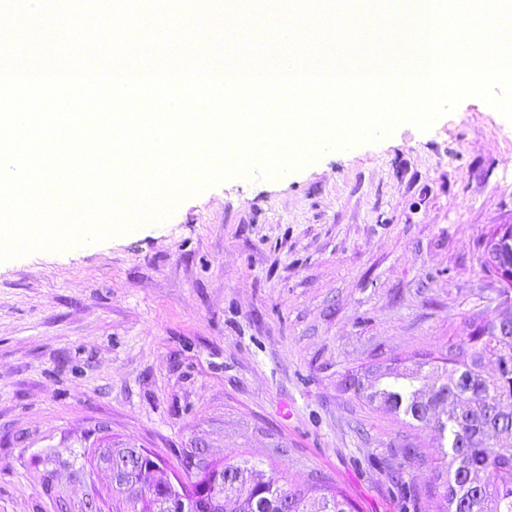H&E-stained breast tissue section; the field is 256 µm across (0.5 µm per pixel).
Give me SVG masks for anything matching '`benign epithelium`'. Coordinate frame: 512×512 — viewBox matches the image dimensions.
<instances>
[{
	"label": "benign epithelium",
	"instance_id": "benign-epithelium-1",
	"mask_svg": "<svg viewBox=\"0 0 512 512\" xmlns=\"http://www.w3.org/2000/svg\"><path fill=\"white\" fill-rule=\"evenodd\" d=\"M482 258L495 270L502 283L500 305L512 309V225L499 226L483 244ZM142 448H110L100 459L112 473V486L134 502L150 503L152 512H189L190 504L177 479L145 462ZM151 481L144 482L145 477Z\"/></svg>",
	"mask_w": 512,
	"mask_h": 512
}]
</instances>
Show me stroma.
<instances>
[{
    "mask_svg": "<svg viewBox=\"0 0 512 512\" xmlns=\"http://www.w3.org/2000/svg\"><path fill=\"white\" fill-rule=\"evenodd\" d=\"M512 224V121L477 97L275 180L0 261V512H112L102 448L322 478L359 512H434L433 426L367 391L498 314L482 243ZM411 490L403 504L395 486Z\"/></svg>",
    "mask_w": 512,
    "mask_h": 512,
    "instance_id": "stroma-1",
    "label": "stroma"
}]
</instances>
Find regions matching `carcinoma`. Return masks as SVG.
<instances>
[{
  "label": "carcinoma",
  "instance_id": "carcinoma-1",
  "mask_svg": "<svg viewBox=\"0 0 512 512\" xmlns=\"http://www.w3.org/2000/svg\"><path fill=\"white\" fill-rule=\"evenodd\" d=\"M490 356L512 364V337L496 335L494 320L483 317L470 336L448 345L440 385L431 393L433 409L419 403L413 385L429 359L366 395L397 415L434 425L446 439L444 466L437 473V512H512V447L503 444L512 437V413L501 411L503 403H512V374H486L482 361ZM239 470L255 473L256 480L239 490L234 508L224 512H277L280 497L292 499L291 512H355L351 499L327 483L315 485L317 495L311 496L247 459L224 465V478Z\"/></svg>",
  "mask_w": 512,
  "mask_h": 512
}]
</instances>
